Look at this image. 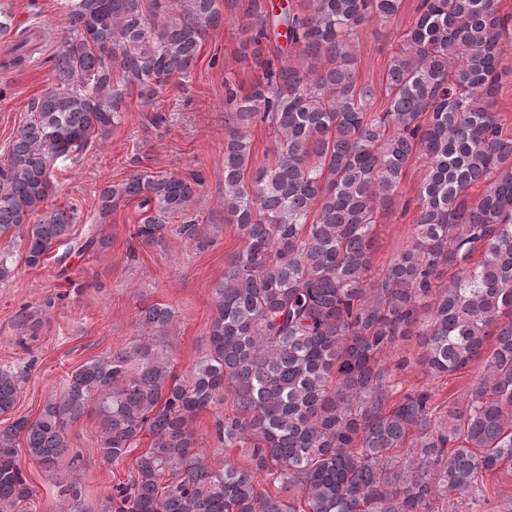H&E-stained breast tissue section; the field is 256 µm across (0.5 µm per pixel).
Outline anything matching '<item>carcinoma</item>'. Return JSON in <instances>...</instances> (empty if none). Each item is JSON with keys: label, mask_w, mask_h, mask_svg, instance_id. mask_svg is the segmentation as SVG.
Segmentation results:
<instances>
[{"label": "carcinoma", "mask_w": 512, "mask_h": 512, "mask_svg": "<svg viewBox=\"0 0 512 512\" xmlns=\"http://www.w3.org/2000/svg\"><path fill=\"white\" fill-rule=\"evenodd\" d=\"M68 2L54 85L31 104L0 166V236L24 231L32 267L72 241L78 219L74 206L47 205L53 166L106 137L132 89L148 104L187 77L222 20L219 0H177L175 16L169 0ZM304 2L275 13L248 0L245 9L255 60L268 28L281 26L275 37L300 62H263V80L244 96L224 79V222L245 246L213 288L206 353L189 380L177 379L166 342L175 310L141 309L143 335L128 348L77 368L34 421L0 426V512L36 496L17 437L51 469L92 403L105 461L151 436L104 512H441L440 501L480 497L485 475L512 468V137L492 110L512 76L502 45L512 22L499 0H423L385 71L388 105L371 112L375 89L358 84L353 45L400 0ZM257 122L279 140L273 161L251 170ZM414 155L427 160L415 238L373 281V228ZM203 183L135 173L101 189L99 219L137 198L145 217L133 238L151 245L173 230L201 246L207 225L189 210ZM413 331L435 378L483 362L443 415L429 390L390 401L399 383L382 356ZM23 380L0 365V416ZM228 395L234 411L215 433L246 449L247 464L214 470L189 421ZM262 479L273 491L259 489ZM67 492L70 512H91L78 479Z\"/></svg>", "instance_id": "1"}]
</instances>
